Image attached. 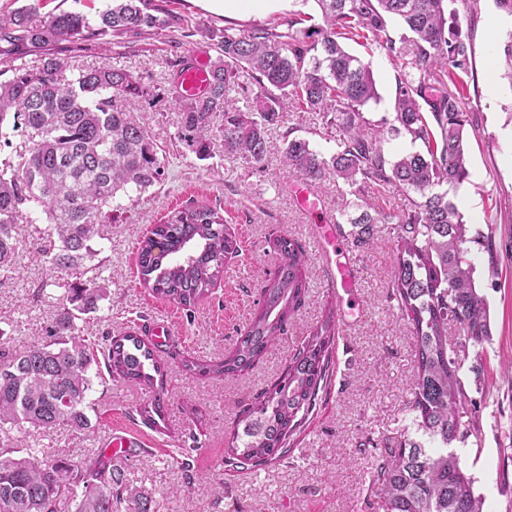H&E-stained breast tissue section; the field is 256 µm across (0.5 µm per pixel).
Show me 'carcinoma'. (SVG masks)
Returning a JSON list of instances; mask_svg holds the SVG:
<instances>
[{"instance_id": "carcinoma-1", "label": "carcinoma", "mask_w": 512, "mask_h": 512, "mask_svg": "<svg viewBox=\"0 0 512 512\" xmlns=\"http://www.w3.org/2000/svg\"><path fill=\"white\" fill-rule=\"evenodd\" d=\"M322 22L297 13L249 30L224 27L211 62L208 91L185 97L173 85L171 99L181 112L177 138L204 160L214 136L226 157L260 166L277 150L285 171L310 182L331 170L356 197L359 214L342 211L353 225V245L369 249L387 225L393 242L394 275L389 300L408 320L413 336L415 379L407 402L409 423L401 438L384 443L375 457L372 482L383 494L385 512H483L475 480L452 444L465 438L461 414L465 393L459 373L475 347L482 358L491 334L486 300L475 286L467 227L454 197L468 179L464 102L472 67L470 44L462 36L460 12L470 0L445 13V0H314ZM152 0H111L96 23L75 12L36 19L21 7L0 14V281L14 279L20 242L15 226L42 213L35 226L49 266L80 274L96 255L100 224L118 193L142 194L159 184L167 158L159 154L145 127L116 104L150 102L142 78L105 62L60 74L68 58L57 46L79 49L110 44L131 31L161 24ZM405 33L395 38L390 24ZM353 41L395 59L397 90L393 120L371 127L364 107L378 100L370 63L347 49ZM25 42L42 51L32 69L18 62L13 46ZM247 80H242V77ZM247 107L238 106V97ZM318 112L336 128V148L328 157L293 137L274 146L270 127L283 113ZM223 124L214 125V117ZM22 141L14 142L15 133ZM392 136L423 148L385 155ZM414 194L409 207L384 213L368 197L387 190ZM272 248L277 270L260 289L259 308L237 337L232 352L212 364L186 365L190 372L234 377L257 365L287 331L288 320L308 293L305 248L281 234ZM237 240L221 209L191 203L166 214L142 238L140 283L153 294L183 307L206 299L224 276V261ZM107 297L103 285L76 281L44 328L48 341L0 347V427H32L44 434L58 428L89 437V396L94 379L109 377L129 385H154L161 368L151 345L139 336H103L97 342L82 324ZM465 336L448 343V323ZM335 313L325 311L292 351L281 377L245 405L231 433L226 462L246 470L269 466L286 456L290 437L303 426L330 377L338 335ZM164 401L141 409L148 424L164 419ZM76 477L83 491L74 512H114L124 502L148 512L143 495L129 489L112 459L83 468L68 448L23 452L0 448V512H58L61 481Z\"/></svg>"}]
</instances>
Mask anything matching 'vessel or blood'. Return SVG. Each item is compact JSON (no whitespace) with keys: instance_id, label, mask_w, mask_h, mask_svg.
Listing matches in <instances>:
<instances>
[{"instance_id":"1","label":"vessel or blood","mask_w":512,"mask_h":512,"mask_svg":"<svg viewBox=\"0 0 512 512\" xmlns=\"http://www.w3.org/2000/svg\"><path fill=\"white\" fill-rule=\"evenodd\" d=\"M208 80V62L201 57L183 71L181 88L186 95H199L206 91ZM314 230L327 281L332 287L341 289L346 296H354L358 281L355 270L347 259L350 241L344 225L318 224Z\"/></svg>"}]
</instances>
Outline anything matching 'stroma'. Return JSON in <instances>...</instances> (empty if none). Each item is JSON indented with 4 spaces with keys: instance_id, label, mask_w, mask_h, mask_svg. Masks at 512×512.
<instances>
[{
    "instance_id": "stroma-1",
    "label": "stroma",
    "mask_w": 512,
    "mask_h": 512,
    "mask_svg": "<svg viewBox=\"0 0 512 512\" xmlns=\"http://www.w3.org/2000/svg\"><path fill=\"white\" fill-rule=\"evenodd\" d=\"M152 2L168 26L128 34L119 63L141 76L155 95L131 116L166 150V179L134 205L107 215L94 244L96 254L86 262L81 279L103 281L109 288L97 318L85 326L87 336L133 332L144 337L146 321H171L176 336L158 347L163 379L151 387L108 377L95 381L91 400L98 422L90 437L66 429L43 435L33 428L7 427L0 431V446L67 448L81 461L95 456L113 432H124L144 447L118 459L117 465L128 485L148 497L149 512H383L380 492L370 481L372 463L377 448L399 438L407 423L414 375L410 327L387 301L393 276L388 234H378L372 249H352L350 260L360 272L358 300L340 302L322 275L314 234L325 214H339L349 200L335 175L313 183L322 209L310 214L297 206L294 188L300 178L283 170L279 153H271L263 169L255 171L227 159L217 138L210 158L198 160L176 138L181 114L169 93L179 61L190 60L195 52L214 54L225 27L248 30L292 13H316L317 6L314 0H275L261 14L234 17L211 8L207 0ZM30 4L41 18L76 11L93 22L106 0H0V12ZM495 14L500 15L496 0H472L471 15L461 22L471 43L473 70L465 90L469 177L455 201L468 228L474 277L489 306L491 336L483 359L465 364L460 373L466 437L454 448L484 499V512H512V79L505 66L495 73L499 96L491 100L486 94L487 58H503L512 17L500 15L504 31L494 40L488 20ZM369 61L379 99L367 105L365 115L380 126L392 117L396 65L380 50ZM290 128L322 154L333 153L335 134L312 114L285 113L271 127V141L282 144ZM193 200L223 209L239 251L225 261L224 277L209 297L185 308L141 288L136 259L146 230ZM493 205L498 215L491 225L487 214ZM15 231L23 244L19 272L0 285V346L7 347L36 343L33 327L52 322L56 304L72 282L67 274L50 271L29 224H18ZM280 234L298 240L311 256L308 297L282 341L237 377L187 371V362L215 361L232 350L258 309L264 280L277 267L270 241ZM486 234L494 240V252L482 244ZM329 306L339 328L333 372L305 427L275 464L256 472L233 470L225 456L236 416L281 374L291 350ZM157 396L165 401V420L152 427L140 409Z\"/></svg>"
}]
</instances>
